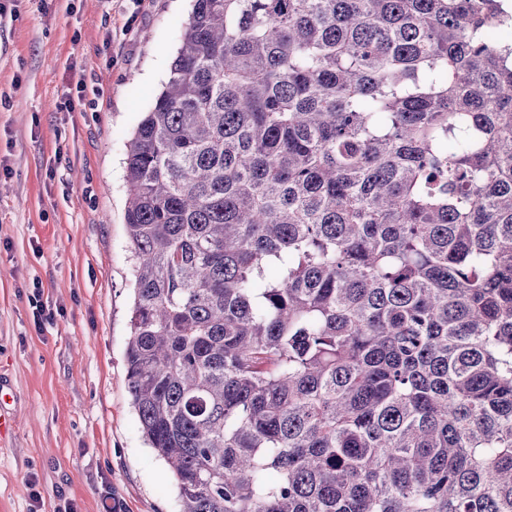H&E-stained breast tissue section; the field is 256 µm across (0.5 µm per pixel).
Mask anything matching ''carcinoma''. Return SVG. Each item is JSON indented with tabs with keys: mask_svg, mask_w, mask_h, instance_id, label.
I'll list each match as a JSON object with an SVG mask.
<instances>
[{
	"mask_svg": "<svg viewBox=\"0 0 512 512\" xmlns=\"http://www.w3.org/2000/svg\"><path fill=\"white\" fill-rule=\"evenodd\" d=\"M512 0H193L125 158L127 387L179 512H512Z\"/></svg>",
	"mask_w": 512,
	"mask_h": 512,
	"instance_id": "cac0c4a2",
	"label": "carcinoma"
}]
</instances>
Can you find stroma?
<instances>
[{"mask_svg": "<svg viewBox=\"0 0 512 512\" xmlns=\"http://www.w3.org/2000/svg\"><path fill=\"white\" fill-rule=\"evenodd\" d=\"M191 0H0V512H179L127 388L124 159Z\"/></svg>", "mask_w": 512, "mask_h": 512, "instance_id": "obj_1", "label": "stroma"}]
</instances>
